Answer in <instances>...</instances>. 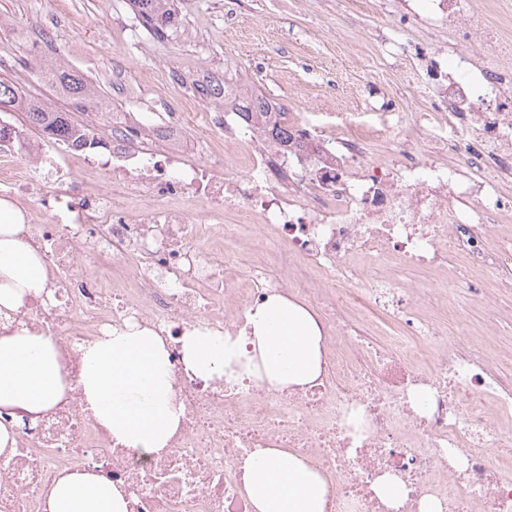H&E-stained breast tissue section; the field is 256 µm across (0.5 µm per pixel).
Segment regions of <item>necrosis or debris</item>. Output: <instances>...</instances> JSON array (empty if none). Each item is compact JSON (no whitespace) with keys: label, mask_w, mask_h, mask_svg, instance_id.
<instances>
[{"label":"necrosis or debris","mask_w":512,"mask_h":512,"mask_svg":"<svg viewBox=\"0 0 512 512\" xmlns=\"http://www.w3.org/2000/svg\"><path fill=\"white\" fill-rule=\"evenodd\" d=\"M399 14L424 28L431 56L456 59L424 111L396 124L347 110L316 129L285 96L250 121L230 95L194 124L190 90L224 85L216 66L173 72L149 110L84 122L55 149L0 115V201L21 205L23 240L49 273L13 318L55 338L67 384L46 410L0 408L14 440L0 454V512H44L78 467L110 481L126 512H255L244 466L266 449L322 474L323 512H421L427 497L440 512H512V479L490 461L512 456V347L457 348L469 330L448 301L474 269L495 273L488 304L512 290V235L495 233L512 223V8L400 0ZM475 42L484 53L469 52ZM482 96L492 111L477 110ZM375 139L390 145L377 159ZM24 154L30 164L14 165ZM80 166L119 192L91 191ZM273 294L319 324L313 384L186 369V331L243 335ZM130 328L161 334L183 410L149 454L116 443L78 386L81 346ZM386 476L403 489L396 501L376 492Z\"/></svg>","instance_id":"necrosis-or-debris-1"}]
</instances>
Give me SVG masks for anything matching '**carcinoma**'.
<instances>
[{
    "instance_id": "obj_1",
    "label": "carcinoma",
    "mask_w": 512,
    "mask_h": 512,
    "mask_svg": "<svg viewBox=\"0 0 512 512\" xmlns=\"http://www.w3.org/2000/svg\"><path fill=\"white\" fill-rule=\"evenodd\" d=\"M137 24L152 38L162 41L167 30L177 22L174 0H130ZM36 82L52 89L69 101L79 112H109L110 104L85 75L61 63L48 59L31 70ZM21 110L29 124L46 136L64 139L74 133L66 112L47 107L46 103L28 94L23 87L0 80V113Z\"/></svg>"
}]
</instances>
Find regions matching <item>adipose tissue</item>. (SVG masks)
<instances>
[{
	"label": "adipose tissue",
	"instance_id": "ef3b65f1",
	"mask_svg": "<svg viewBox=\"0 0 512 512\" xmlns=\"http://www.w3.org/2000/svg\"><path fill=\"white\" fill-rule=\"evenodd\" d=\"M20 210L0 201V309L13 311L48 284L44 259L21 239ZM245 339L195 328L183 338L187 370L207 380L253 376L280 389L312 383L321 367L322 339L314 316L284 297L270 296L247 319ZM82 400L115 442L150 453L166 447L180 424L163 339L149 329L112 331L82 348ZM64 395L55 342L19 326L0 337V406L37 412ZM257 512H323L321 474L291 452L267 450L245 465ZM46 512H126L110 482L74 470L57 480Z\"/></svg>",
	"mask_w": 512,
	"mask_h": 512
}]
</instances>
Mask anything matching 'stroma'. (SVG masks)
<instances>
[{
	"label": "stroma",
	"mask_w": 512,
	"mask_h": 512,
	"mask_svg": "<svg viewBox=\"0 0 512 512\" xmlns=\"http://www.w3.org/2000/svg\"><path fill=\"white\" fill-rule=\"evenodd\" d=\"M58 21V59L80 70L102 91L113 108L125 112L128 96L113 92L106 75L114 55H122L131 78L149 89L162 87L164 72L152 66L153 51L165 53L172 66L197 68L227 58L226 71L237 83L255 82L264 93L293 97L299 112L312 113V99L322 94V77L335 76L340 91L368 94L371 83L389 86L399 111L412 108L408 84L416 67L411 58L382 55L380 19L350 12L345 0H193L191 23H179L165 41L140 27L116 29L113 17L130 18L126 0H0V78L28 83L36 61L29 55V22L34 17ZM491 272L473 280L463 312L473 340L494 334L503 320L487 307L480 291Z\"/></svg>",
	"instance_id": "1"
}]
</instances>
